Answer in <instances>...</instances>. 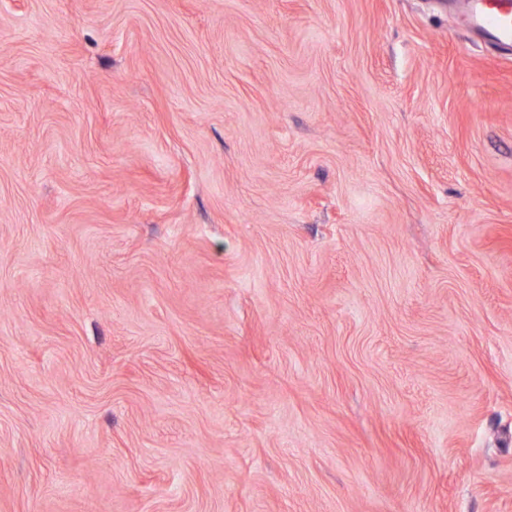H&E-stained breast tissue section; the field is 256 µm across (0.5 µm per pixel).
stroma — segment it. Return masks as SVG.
<instances>
[{
	"instance_id": "obj_1",
	"label": "stroma",
	"mask_w": 512,
	"mask_h": 512,
	"mask_svg": "<svg viewBox=\"0 0 512 512\" xmlns=\"http://www.w3.org/2000/svg\"><path fill=\"white\" fill-rule=\"evenodd\" d=\"M0 512H512V50L0 0Z\"/></svg>"
}]
</instances>
